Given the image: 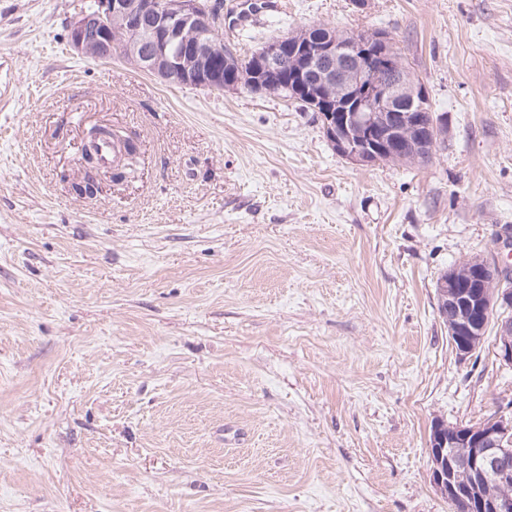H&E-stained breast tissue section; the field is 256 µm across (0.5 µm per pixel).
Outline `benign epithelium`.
<instances>
[{"label": "benign epithelium", "mask_w": 512, "mask_h": 512, "mask_svg": "<svg viewBox=\"0 0 512 512\" xmlns=\"http://www.w3.org/2000/svg\"><path fill=\"white\" fill-rule=\"evenodd\" d=\"M218 20L204 0H96L94 11L72 24L69 42L86 57L110 59L119 53L168 83L217 92L241 86L250 93H268L282 81L288 55L289 93L318 112L336 155L369 166L406 146L414 154L433 147L435 125L424 122L418 108L425 86L392 54L381 55L369 67L356 40L333 33L295 43L289 35L267 42L246 59L228 51L225 65L244 71V78L228 87L209 39ZM472 263L475 278L468 282L453 271L437 280L438 315L448 320V336L462 356L479 349L482 331L496 320V355L512 367V317L498 315L512 308L507 266L482 257ZM429 454L432 482L448 501L475 504L480 512H512L511 419L495 417L448 430L438 423Z\"/></svg>", "instance_id": "7a95c632"}]
</instances>
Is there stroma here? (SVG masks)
<instances>
[{"instance_id": "stroma-1", "label": "stroma", "mask_w": 512, "mask_h": 512, "mask_svg": "<svg viewBox=\"0 0 512 512\" xmlns=\"http://www.w3.org/2000/svg\"><path fill=\"white\" fill-rule=\"evenodd\" d=\"M86 0H0V512H452L431 427L512 417L436 282L512 228V0H224L238 56L384 30L448 133L356 166L295 101L78 55ZM125 180L78 194L91 127Z\"/></svg>"}]
</instances>
